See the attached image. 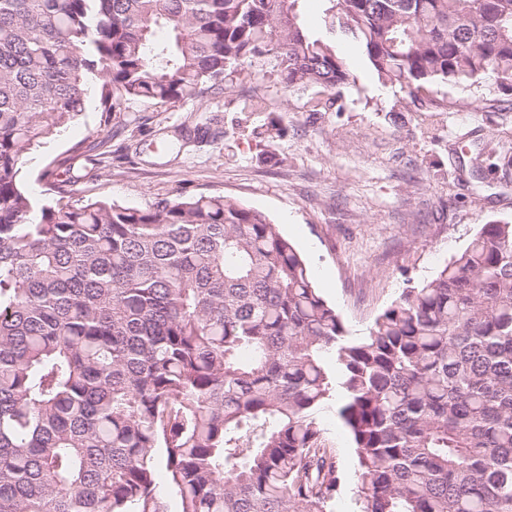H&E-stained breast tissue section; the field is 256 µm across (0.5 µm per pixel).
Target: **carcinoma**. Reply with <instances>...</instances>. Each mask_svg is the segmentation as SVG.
<instances>
[{
	"label": "carcinoma",
	"instance_id": "carcinoma-1",
	"mask_svg": "<svg viewBox=\"0 0 512 512\" xmlns=\"http://www.w3.org/2000/svg\"><path fill=\"white\" fill-rule=\"evenodd\" d=\"M0 0V512H329L319 417L334 388L357 512H512V224H485L351 339L264 213L219 194L148 209L33 147L99 95L218 97L270 58L311 112L339 110L356 42L384 84L512 91V0ZM336 356V373L327 369Z\"/></svg>",
	"mask_w": 512,
	"mask_h": 512
}]
</instances>
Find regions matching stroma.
I'll return each mask as SVG.
<instances>
[{
    "mask_svg": "<svg viewBox=\"0 0 512 512\" xmlns=\"http://www.w3.org/2000/svg\"><path fill=\"white\" fill-rule=\"evenodd\" d=\"M353 80L337 112H310L308 93L280 84L272 68L244 72L220 98L173 107L137 101L103 119L97 97L59 135L26 155L27 189L57 160L85 163L76 142L101 146L98 177L71 188V203L106 196L145 209L161 198L221 194L266 214L305 259L311 280L352 337L408 283L431 277L462 252L481 225L512 224V166L475 168V157L512 156V110L493 79L435 87L439 108L420 111L408 89L379 82L346 42ZM264 96L250 114L243 99ZM276 122L281 133L258 137ZM182 138L178 156L137 153L158 131ZM340 484L332 512H354L352 440L328 406L320 416Z\"/></svg>",
    "mask_w": 512,
    "mask_h": 512,
    "instance_id": "35a3bbf8",
    "label": "stroma"
}]
</instances>
